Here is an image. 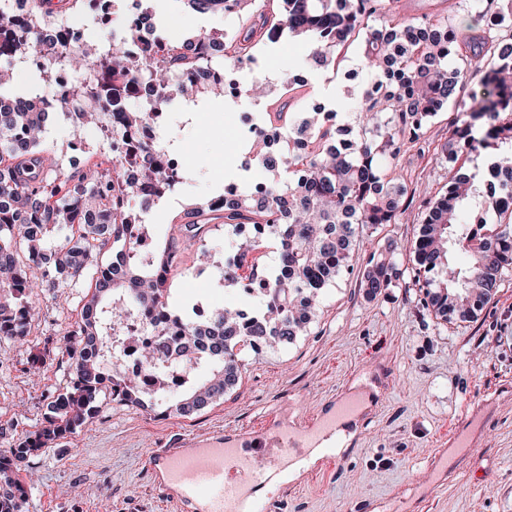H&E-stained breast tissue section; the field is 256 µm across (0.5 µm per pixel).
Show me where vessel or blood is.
Wrapping results in <instances>:
<instances>
[{"label": "vessel or blood", "instance_id": "1", "mask_svg": "<svg viewBox=\"0 0 512 512\" xmlns=\"http://www.w3.org/2000/svg\"><path fill=\"white\" fill-rule=\"evenodd\" d=\"M358 408V399L349 396L305 426H288L271 416L263 428L238 438L184 439L175 448L152 449L146 468L180 512H193L202 502L206 512H270L258 489L289 464L303 462L323 433L339 429Z\"/></svg>", "mask_w": 512, "mask_h": 512}]
</instances>
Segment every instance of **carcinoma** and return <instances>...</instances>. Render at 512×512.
Here are the masks:
<instances>
[{"label": "carcinoma", "instance_id": "1", "mask_svg": "<svg viewBox=\"0 0 512 512\" xmlns=\"http://www.w3.org/2000/svg\"><path fill=\"white\" fill-rule=\"evenodd\" d=\"M92 2L32 0L26 21L6 19L0 7V341L25 344L37 292L54 293L62 282L86 286L76 327L67 334L65 350L74 364L69 382L53 397L41 426L0 452V512H18L29 496L19 478L21 463L73 434L105 400L188 416L223 399L253 356L303 335L325 290L351 267L359 234L394 223L402 212L406 187L384 175L381 163L392 161L405 141L418 139L447 109L456 117L437 153L450 168L464 153L485 157L487 167L453 176L440 196L424 203L411 248L419 303L444 324L472 321L512 268V117H504L512 112V0H472L460 29L442 17L396 20L395 0H281L275 16L256 14L254 0H180L199 14L241 18L240 50L280 32L308 41L316 71L334 64L336 48L361 34V66L372 79L353 125L336 123L335 112H295L288 145L278 153L257 134L253 160L274 173L263 190L242 185L230 198L219 191L188 205L189 221L177 225L178 235L148 251L137 239L154 236L148 217L168 197L172 176L147 169L149 200L125 188L121 193L130 200L112 209L118 165L60 171L41 149L48 113L32 101L41 99L77 129L88 127L87 115L95 113L94 127L101 131L112 130L118 108L123 124L135 128L152 112L169 114L175 101L193 107L224 93V85L183 82L177 74L211 69L224 31L175 41L158 35L154 40L165 43L166 52L143 68L124 49L131 33L118 36L112 29L115 12L104 25ZM72 12L82 16L74 25L80 41L72 42L64 28L47 59L31 63L38 28ZM501 30L507 34L495 35ZM58 67L79 79L63 93L40 96L38 82L53 84ZM98 75L142 77L159 90L154 108L116 104ZM467 77L479 80L480 94H462ZM281 173L291 180L281 183ZM474 210L493 216L476 233L459 222L461 213ZM86 212L96 213L97 222H78ZM207 212L224 220V287L244 290V308L213 310L179 301L170 288L180 244L201 241L209 232V225L196 221ZM247 224L265 225V239H248L242 232ZM268 240L275 245L273 265L249 262ZM116 246L123 269L118 278L103 261ZM457 248L470 254L465 269L450 262ZM401 277L398 253L388 248L366 259L360 287L376 297ZM135 314L143 318L142 334L162 320L177 322L179 338L197 350L192 360H174L166 338L141 342L138 359L156 374L148 391L128 381L121 363L125 348L117 330ZM174 373L183 375L177 391L168 385Z\"/></svg>", "mask_w": 512, "mask_h": 512}]
</instances>
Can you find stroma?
<instances>
[{
  "mask_svg": "<svg viewBox=\"0 0 512 512\" xmlns=\"http://www.w3.org/2000/svg\"><path fill=\"white\" fill-rule=\"evenodd\" d=\"M397 2L400 18L439 15L452 23L470 5V0ZM257 50L263 67L243 70L242 78L263 79L272 88L267 96L233 102L212 97L190 116L171 113L170 131L191 178L176 206L157 216L158 237L184 223L186 200L211 196L232 180H271L262 166L243 168L244 150L231 137L227 111L258 106L284 126L289 102L322 96L334 101L344 122L360 97L361 81L343 78L359 66L360 42L337 49L334 82L321 70L308 83L287 89L283 73L309 67L306 44L284 35ZM454 117L441 112L417 141L404 143L391 174L407 188L405 211L396 223L363 232L359 255L389 244L402 251L415 239L424 198L448 183L449 165L434 158L433 149L447 141ZM78 135L87 143L85 165L105 159L101 138L76 131L63 114H50L42 146L62 170L70 168L68 143ZM198 249L183 250L171 273L178 296L215 310L244 306L246 297L224 287L219 268L201 267ZM361 275L357 264L337 278L304 335L251 360L222 400L192 416L163 417L105 401L98 416L61 445L23 464L34 486L20 512H177L145 469L152 448L178 437L251 432L272 409L301 422L349 393L361 395L370 409L362 427L346 433L339 463L322 470L309 463L265 492L278 512H512V271L476 320L447 326L419 305L411 276L371 298L360 286ZM34 302L27 344H0V450L41 424L52 393L69 378L70 361L59 341L75 326L78 298L44 293ZM43 347L50 350L43 368L28 373L31 350ZM434 467L443 475L436 485L425 479Z\"/></svg>",
  "mask_w": 512,
  "mask_h": 512,
  "instance_id": "35a3bbf8",
  "label": "stroma"
}]
</instances>
